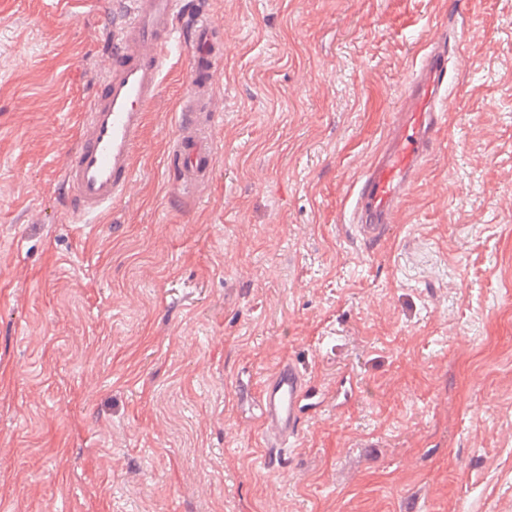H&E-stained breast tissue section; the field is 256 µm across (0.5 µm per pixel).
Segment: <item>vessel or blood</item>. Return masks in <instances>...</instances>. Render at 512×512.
I'll use <instances>...</instances> for the list:
<instances>
[{
  "mask_svg": "<svg viewBox=\"0 0 512 512\" xmlns=\"http://www.w3.org/2000/svg\"><path fill=\"white\" fill-rule=\"evenodd\" d=\"M191 49L190 91L181 105L168 152L175 186L195 191L212 178L216 157L211 129L217 119L213 78L224 43L194 0H118L108 34L111 63L62 166L61 190L71 214L89 219L120 200L135 174L149 109L157 100L174 44ZM448 74L444 47L431 45L408 82L385 146L358 176L349 222L369 248L382 243L416 184L424 161L448 122L441 99ZM317 393L292 361L266 376L257 397L266 457L299 440Z\"/></svg>",
  "mask_w": 512,
  "mask_h": 512,
  "instance_id": "obj_1",
  "label": "vessel or blood"
}]
</instances>
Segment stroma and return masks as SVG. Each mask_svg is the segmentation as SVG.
Masks as SVG:
<instances>
[{"label": "stroma", "instance_id": "1", "mask_svg": "<svg viewBox=\"0 0 512 512\" xmlns=\"http://www.w3.org/2000/svg\"><path fill=\"white\" fill-rule=\"evenodd\" d=\"M113 2L0 0V512H512V0H198L214 177L185 197L168 169L180 46L83 228L59 173ZM433 41L449 125L369 250L352 187ZM283 360L321 404L266 462Z\"/></svg>", "mask_w": 512, "mask_h": 512}]
</instances>
